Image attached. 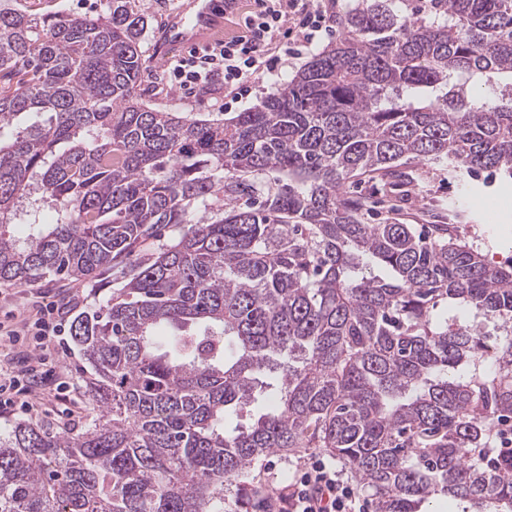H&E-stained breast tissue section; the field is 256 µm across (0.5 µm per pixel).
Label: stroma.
I'll return each mask as SVG.
<instances>
[{"instance_id": "35a3bbf8", "label": "stroma", "mask_w": 512, "mask_h": 512, "mask_svg": "<svg viewBox=\"0 0 512 512\" xmlns=\"http://www.w3.org/2000/svg\"><path fill=\"white\" fill-rule=\"evenodd\" d=\"M0 5L18 6L28 13L51 16L64 10L75 15L95 14L106 8L105 0H0ZM179 0H139L140 10L149 19L144 49L149 66L143 75L142 92L153 108L176 112H215L224 100V87L215 84L191 92L166 86L162 65L156 55L155 33L164 16L177 9ZM372 180L346 186L349 196L366 202L372 222L384 220L412 224L421 229L434 224L455 225L459 235L477 244L485 262L499 267L512 262V183L503 182L488 171L458 177L445 167H421L417 181L388 194H372ZM70 297L75 311L90 308L94 299L90 284L75 280L46 279L26 286L0 284V322L6 312L29 313L43 301ZM60 345L48 365L51 379L68 381L67 395L46 394L34 410L15 407L0 416V429L17 422L44 424L56 431L87 424L93 405L86 389V368L79 349L70 336V319H59ZM307 454H272L261 458L249 479L275 489L288 482L289 474L303 465Z\"/></svg>"}]
</instances>
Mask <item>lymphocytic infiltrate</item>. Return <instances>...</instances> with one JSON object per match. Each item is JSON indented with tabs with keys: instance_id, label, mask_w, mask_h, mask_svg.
<instances>
[{
	"instance_id": "f902f5d3",
	"label": "lymphocytic infiltrate",
	"mask_w": 512,
	"mask_h": 512,
	"mask_svg": "<svg viewBox=\"0 0 512 512\" xmlns=\"http://www.w3.org/2000/svg\"><path fill=\"white\" fill-rule=\"evenodd\" d=\"M262 9L249 20V38H230L210 48L169 60L164 71L171 85L195 90L222 81L224 94L239 102L248 98L282 57L295 58L330 29L320 0H260ZM34 348L22 350L20 328L0 324V337L16 352L0 367V394L23 397L26 405L40 402L50 385H38L37 374L49 360L56 327L45 317L35 321ZM261 512H365L360 497L341 471L323 461L301 466L293 483L260 503Z\"/></svg>"
}]
</instances>
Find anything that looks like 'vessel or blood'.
I'll return each mask as SVG.
<instances>
[{
    "label": "vessel or blood",
    "mask_w": 512,
    "mask_h": 512,
    "mask_svg": "<svg viewBox=\"0 0 512 512\" xmlns=\"http://www.w3.org/2000/svg\"><path fill=\"white\" fill-rule=\"evenodd\" d=\"M237 8L238 0H182L181 6L166 18L156 35L159 54L168 57L210 46L211 35Z\"/></svg>",
    "instance_id": "obj_1"
}]
</instances>
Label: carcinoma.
<instances>
[{
  "instance_id": "cac0c4a2",
  "label": "carcinoma",
  "mask_w": 512,
  "mask_h": 512,
  "mask_svg": "<svg viewBox=\"0 0 512 512\" xmlns=\"http://www.w3.org/2000/svg\"><path fill=\"white\" fill-rule=\"evenodd\" d=\"M396 2L233 114L143 100L136 0L0 7V283L117 284L70 324L97 413L0 436V512H224V483L309 449L374 512H512L482 455L512 414V266L344 194L409 164L512 181V0ZM0 3L2 7H12L14 4L30 14L41 16H52L61 9L75 15L95 14L102 13L106 8L103 0H0Z\"/></svg>"
}]
</instances>
